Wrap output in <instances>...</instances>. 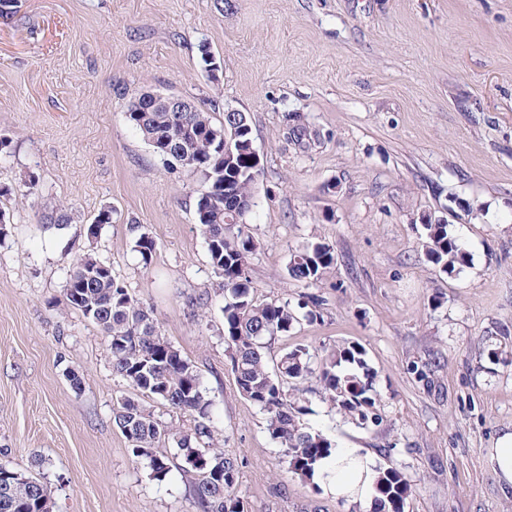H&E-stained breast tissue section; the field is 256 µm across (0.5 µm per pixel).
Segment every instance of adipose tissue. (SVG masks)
I'll use <instances>...</instances> for the list:
<instances>
[{
    "label": "adipose tissue",
    "instance_id": "ef3b65f1",
    "mask_svg": "<svg viewBox=\"0 0 512 512\" xmlns=\"http://www.w3.org/2000/svg\"><path fill=\"white\" fill-rule=\"evenodd\" d=\"M372 461L350 448L337 449L335 455L325 459L318 476L337 498L368 507L374 493L375 473Z\"/></svg>",
    "mask_w": 512,
    "mask_h": 512
}]
</instances>
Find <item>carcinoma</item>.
Instances as JSON below:
<instances>
[{
	"label": "carcinoma",
	"mask_w": 512,
	"mask_h": 512,
	"mask_svg": "<svg viewBox=\"0 0 512 512\" xmlns=\"http://www.w3.org/2000/svg\"><path fill=\"white\" fill-rule=\"evenodd\" d=\"M131 102L129 123L152 151L200 173L206 185L196 203V227L207 249L216 277L215 289L224 295V345L230 358L240 397L264 414L267 431L284 448L286 470L314 480L322 460L336 451L332 442L301 422L308 407L299 397L298 384L312 375L336 411L362 426L379 421L375 376L364 348L352 344L334 351L314 365L304 347L285 349L269 369L265 349L269 340L286 334L296 321L288 302H260L255 297L248 259L253 242L245 224L225 222L227 211L253 199L254 179L247 146L234 148V166L226 165L225 117H216L195 106L188 112L155 108L135 111ZM70 221L67 209L44 212L42 226L51 228ZM422 227L429 261L451 274L467 260L464 246L448 231V225L428 215ZM134 251L143 261L152 258L156 242L139 226H132ZM334 262L331 249L314 244L292 252L287 276L310 285ZM66 307L95 324L110 339L112 371L140 395L168 405L186 418L189 427L173 435L179 470L189 479L200 512H245L236 495L237 461L224 452V432L213 417L212 403L197 368L167 341L154 322L152 311L136 299L123 282L112 275L107 262L93 256L76 261L62 289ZM114 421L131 442L135 457L147 461L154 478L170 472V459L154 451L161 436L170 434L139 399L124 398ZM412 493L411 480L395 466L378 469L371 512H405ZM51 503L43 482L0 464V512H41Z\"/></svg>",
	"instance_id": "carcinoma-1"
}]
</instances>
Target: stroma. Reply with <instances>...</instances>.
Instances as JSON below:
<instances>
[{
  "label": "stroma",
  "instance_id": "stroma-1",
  "mask_svg": "<svg viewBox=\"0 0 512 512\" xmlns=\"http://www.w3.org/2000/svg\"><path fill=\"white\" fill-rule=\"evenodd\" d=\"M205 46L223 64L215 82ZM146 90L250 117V275L258 300L289 301L297 317L267 359L366 351L382 423L336 412L313 377L303 422L402 469L415 485L405 512H512L486 458L512 431V337L500 334L512 328V0H15L0 17V187L13 215L0 240V463L46 484L53 512H198L178 470L157 480L134 457L113 414L132 390L108 339L63 304L73 260L90 254L197 366L247 512H360L287 473L239 396L195 224L205 185L127 121ZM62 203L70 223L42 228ZM105 208L111 224L89 236ZM429 214L466 244L452 274L427 258ZM134 224L157 244L149 261ZM313 243L335 260L307 286L286 266ZM415 361L435 391L410 374Z\"/></svg>",
  "mask_w": 512,
  "mask_h": 512
}]
</instances>
